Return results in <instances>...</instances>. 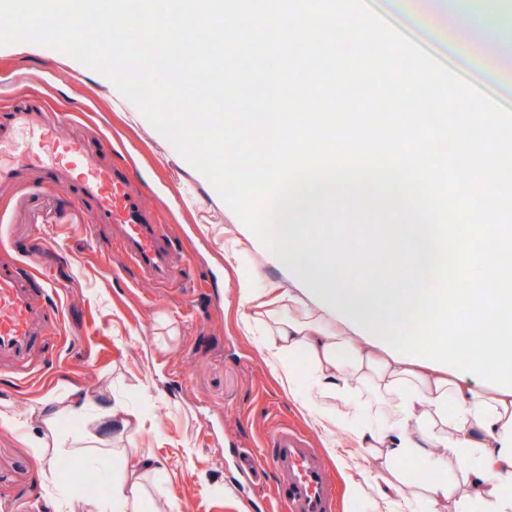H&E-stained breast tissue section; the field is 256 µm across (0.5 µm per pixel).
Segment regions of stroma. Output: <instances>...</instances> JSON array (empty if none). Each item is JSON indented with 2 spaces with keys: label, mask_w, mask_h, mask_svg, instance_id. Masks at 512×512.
Wrapping results in <instances>:
<instances>
[{
  "label": "stroma",
  "mask_w": 512,
  "mask_h": 512,
  "mask_svg": "<svg viewBox=\"0 0 512 512\" xmlns=\"http://www.w3.org/2000/svg\"><path fill=\"white\" fill-rule=\"evenodd\" d=\"M13 76L25 77L30 99L62 114L57 138L105 140L101 162L142 182L145 204L192 260L169 281L146 277L75 187L37 169L0 183V249L52 278L46 302L59 311L33 355L34 374L16 376L0 360V402L23 418L15 428L0 425V512H56V498L79 501L87 485L121 474L116 458L64 484L30 448L41 429L29 412L73 387L136 415L133 446L157 464L143 480L146 512H249L234 488V442L262 454L269 433L288 421L312 447L323 445L321 428L276 381L262 351L264 327L247 336L238 326L239 280H281L283 270L251 246H235L236 213L167 139L137 125L138 107L98 71L20 42L0 46V80ZM232 246L229 266L224 251Z\"/></svg>",
  "instance_id": "stroma-1"
}]
</instances>
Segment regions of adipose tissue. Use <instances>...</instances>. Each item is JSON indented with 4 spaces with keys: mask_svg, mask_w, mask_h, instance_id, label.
Returning a JSON list of instances; mask_svg holds the SVG:
<instances>
[{
    "mask_svg": "<svg viewBox=\"0 0 512 512\" xmlns=\"http://www.w3.org/2000/svg\"><path fill=\"white\" fill-rule=\"evenodd\" d=\"M400 9L439 45L461 34L474 67L502 60L512 67V0H498L494 9L479 8L476 0H401ZM474 67L460 70V77L476 83ZM237 297L243 326L266 325L265 357L281 388L321 425L326 448L335 449L336 430L347 426L348 411L368 409L355 431L362 478L349 484L350 499L363 498L381 480L379 512H415L399 467L424 459L438 473L426 487L427 512H469L476 501L486 512H512L511 395L463 388L448 371L396 360L381 346L357 341L356 327H369L376 304L335 285L332 274L309 263L283 282L239 281ZM299 351L311 362L316 396L297 391L288 359ZM321 398L338 400L344 413H324L317 405ZM85 410L86 398L76 391L38 402L34 413L45 433L34 447L41 462L51 468L65 455L84 468L122 457L125 472L113 481L111 495L84 499L82 512H142V478L151 464L129 448L134 430L121 405L103 408L83 432L61 442L60 419L81 417ZM452 466L461 481L447 478Z\"/></svg>",
    "mask_w": 512,
    "mask_h": 512,
    "instance_id": "1",
    "label": "adipose tissue"
}]
</instances>
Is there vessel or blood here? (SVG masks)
Listing matches in <instances>:
<instances>
[{
	"instance_id": "1",
	"label": "vessel or blood",
	"mask_w": 512,
	"mask_h": 512,
	"mask_svg": "<svg viewBox=\"0 0 512 512\" xmlns=\"http://www.w3.org/2000/svg\"><path fill=\"white\" fill-rule=\"evenodd\" d=\"M0 97L12 101L10 110L0 114V145L11 146L9 161L0 160V182L28 168L65 178L82 199L93 203L100 223L112 225L116 240L147 276L168 279L171 270L185 262L183 251L144 206L123 170L103 165L96 148L84 139L56 138L55 116L28 102L22 84L1 86ZM51 315V308L36 301L28 275L0 268V358L13 359L23 373H30V356ZM267 442L271 452L261 460L238 448L240 468L256 478L272 471L287 512H336L335 475L306 433L285 424L270 433Z\"/></svg>"
}]
</instances>
